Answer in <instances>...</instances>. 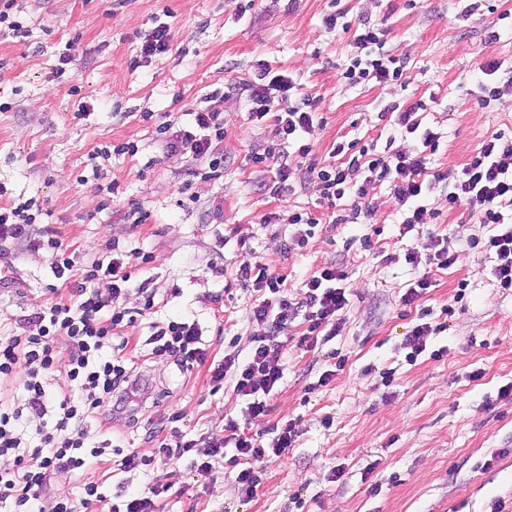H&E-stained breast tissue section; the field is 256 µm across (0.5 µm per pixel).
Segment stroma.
<instances>
[{
    "instance_id": "1",
    "label": "stroma",
    "mask_w": 512,
    "mask_h": 512,
    "mask_svg": "<svg viewBox=\"0 0 512 512\" xmlns=\"http://www.w3.org/2000/svg\"><path fill=\"white\" fill-rule=\"evenodd\" d=\"M241 3L16 0L10 17L23 33L0 28V184L7 188L0 207L35 199L37 223L59 227L63 248L80 266L114 241L154 256L149 264L133 261L131 273L133 284L150 280L155 306L113 341L149 392L129 402L128 418L89 429L92 442L111 439L148 464L125 472L112 453L59 487L79 501L85 483L95 482L103 500L87 512H109V498L157 482L172 485L159 512H494L498 502L512 512V399L498 396L512 385V290L494 284L495 253L467 246L492 225L479 222L475 207L449 208L443 185L425 200L430 217L411 228L402 225L386 181L332 210L303 173L290 192L271 196L262 189L271 173L252 157L274 133L252 119L244 90L263 62L293 79L292 104L316 99L318 121L308 134L316 163L341 140L384 150L394 128L380 120L383 106L424 101L422 125L441 135L428 166L455 176L492 134H512V95L485 107L478 87L512 77V0ZM336 9L383 30L386 50L407 59L400 83L343 78L354 34L326 28ZM161 19L171 28L169 51L133 67ZM493 59L499 71L482 76L480 64ZM206 108L224 116V177L216 181L201 179L191 152L166 154L155 137L156 124L179 130ZM122 142L134 143L136 154L91 161L95 150ZM113 182L118 193H107ZM135 205L147 212L144 223L128 220ZM296 212L318 224L307 245L294 249L299 227L288 217ZM334 212L347 223H332ZM272 213L278 222L264 223ZM430 234L459 259L432 270L431 287L403 306L421 274L404 255ZM251 256L271 263L291 292L324 266L348 275L338 335L301 347V317L282 335L284 379L258 419L231 388L215 387L207 366L183 369L147 343L151 322L190 319L215 359L248 350L262 328L250 319L254 294L236 273ZM54 258L48 249L15 246L0 255V336L45 306ZM420 323L432 331L412 361L402 341ZM338 362L342 370L318 386ZM475 371L481 379H472ZM174 413L180 420L172 424ZM229 420L248 433L296 424L292 447L262 464L252 497L239 493L230 463L217 464L205 481L195 455L160 462L172 430L218 438Z\"/></svg>"
}]
</instances>
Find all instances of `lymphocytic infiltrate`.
Wrapping results in <instances>:
<instances>
[{
    "mask_svg": "<svg viewBox=\"0 0 512 512\" xmlns=\"http://www.w3.org/2000/svg\"><path fill=\"white\" fill-rule=\"evenodd\" d=\"M354 45L357 53L343 71L344 79L387 84L402 78L406 61L385 52L382 31L376 25L362 21ZM294 87L293 80L284 75L249 86L253 117L270 123L274 130V144L256 154L254 160L274 166L275 176L266 189L276 196L286 191L288 180L294 176V160L312 152L304 135L313 125L315 102L307 99L302 105H289ZM424 107V102H417L396 117L397 125L406 133H421L419 148L408 151L389 143L378 153L354 140L340 142L331 150L335 162L308 166L307 174L316 183L321 199L332 205L353 192L362 197L368 184L387 180L403 212L404 224L411 227L425 223L427 209L420 200L444 182L445 176L429 172L426 166L424 152L437 150L440 136L420 131L416 114ZM156 133L167 152L188 150L203 161L207 167L205 179L223 178L224 156L217 145L224 139V118L218 110L195 113L189 129L175 131L162 123ZM509 157L512 137L492 135L463 165L448 191L449 208L468 203L478 207L480 223L495 225L484 246L499 259L493 276L497 287L503 289H512V224L502 213L503 207L512 206V173L505 165ZM356 172L364 175L362 185H354L351 180ZM33 206L28 200L0 208V247L21 244L31 250L48 248L57 252L52 268L57 284L49 289L51 299L29 320L35 333L0 336V384L18 375L24 378L19 394L0 399V456H13L15 462L13 468L0 470V503L9 506L11 512H41L40 494L52 476L75 474L110 448L107 440L99 446L89 443L88 425L111 402H123L126 394L139 386L133 369L113 354L112 337L122 325L134 324L137 316L150 312L155 296L147 283L132 286L129 270L131 258L147 264L153 260L151 254L135 248L125 251L113 243L108 259L76 266L71 255L61 249L59 230L49 224L37 225ZM239 276L252 285L256 298L250 308L251 319L264 328L262 334L251 337L245 355L228 354L222 360H210L202 331L194 321L153 323L149 341L155 354L169 357L177 365H208L212 381L230 382L234 394L247 399V411L256 419L267 415L268 400L283 379V368L277 361L278 338L289 321L304 314L309 326L301 342L313 347L323 330L339 331L340 314L348 305V297L341 286L345 274L333 266L314 272L293 294L284 288L283 276L262 261H244ZM133 289L143 299L142 308L136 310L125 305ZM61 339L71 347L68 363L62 369L57 366L55 354V344ZM28 414L43 419L32 432L21 424ZM226 429L225 436L209 440L207 460L196 465L199 476L210 477L212 458L224 456L226 448L257 461L281 455L296 435L294 423L288 422L265 445L258 436L239 431L235 424H227Z\"/></svg>",
    "mask_w": 512,
    "mask_h": 512,
    "instance_id": "obj_1",
    "label": "lymphocytic infiltrate"
}]
</instances>
